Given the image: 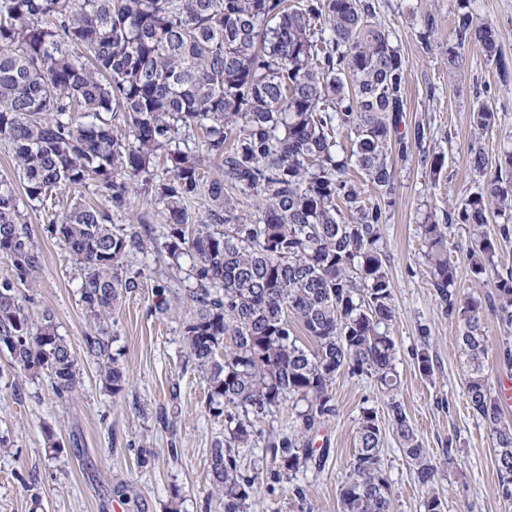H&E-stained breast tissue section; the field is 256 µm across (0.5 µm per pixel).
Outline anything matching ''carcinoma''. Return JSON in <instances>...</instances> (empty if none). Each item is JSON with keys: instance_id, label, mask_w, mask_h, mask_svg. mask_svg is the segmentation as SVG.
Returning <instances> with one entry per match:
<instances>
[{"instance_id": "obj_1", "label": "carcinoma", "mask_w": 512, "mask_h": 512, "mask_svg": "<svg viewBox=\"0 0 512 512\" xmlns=\"http://www.w3.org/2000/svg\"><path fill=\"white\" fill-rule=\"evenodd\" d=\"M372 0H0V145L11 151L27 202L49 212L45 231L69 248L81 272L89 316L118 313L139 286L124 261L152 248L180 267L191 256L193 307L182 322L186 363L208 387V410L224 421L210 453V481L224 512H250L256 484L274 490L319 467L324 453L307 434L336 414L333 383L373 379L389 422L423 490L422 512H444L438 466L422 448L399 397L389 256L382 236L392 206V152L423 149L425 125L407 121V62L391 33L372 21ZM448 70L462 71L456 47L475 45L504 82L512 63L494 24L469 4L454 19ZM328 38H323V34ZM486 102L473 125L495 127ZM350 137L349 145L339 141ZM163 160L167 176L154 169ZM431 180L445 156L424 152ZM355 169L381 201L367 204ZM94 186L97 205L66 191ZM157 205L133 217L154 234L119 228L132 195ZM258 202L257 214L240 207ZM204 201L203 214L189 205ZM469 229L465 262L480 279L500 242L512 238V150L497 158L486 188L419 225L427 273L446 315L456 319L469 404L495 441L499 487L512 498V425L486 369V311L512 332V271L495 273L489 307L461 293L448 258L447 225ZM0 347L23 373L45 376L60 397L80 384L78 361L51 313L35 321L21 288L40 255L19 209L16 185L0 176ZM178 293L160 285L150 310L166 314ZM413 352L433 376L429 331ZM112 394L128 380L100 334L86 337ZM287 399L304 404L296 438L267 440L266 467L250 473L241 449ZM378 412L363 408L357 448L338 490L340 512H390L392 485L381 460Z\"/></svg>"}]
</instances>
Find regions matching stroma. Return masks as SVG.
<instances>
[{"label":"stroma","mask_w":512,"mask_h":512,"mask_svg":"<svg viewBox=\"0 0 512 512\" xmlns=\"http://www.w3.org/2000/svg\"><path fill=\"white\" fill-rule=\"evenodd\" d=\"M375 20L394 36L407 61V118L429 124L425 149L443 154L446 166L431 181L419 159L393 158L396 203L382 226L390 255L395 318L391 325L401 381L400 396L424 448L439 468L436 493L444 512H512V499L498 492L492 434L469 405L459 328L443 313L425 273L419 226L428 208L445 212L466 194L483 188L486 179L469 166L471 147L488 160L512 147V80L502 81L481 50L463 54V79L448 71L457 0H374ZM478 19L493 23L499 47L512 59V0H470ZM436 20L429 42L419 32L425 18ZM499 114L496 127L476 130L470 111L480 92ZM24 220L40 253L41 265L24 304L31 318L51 312L57 332L77 357L81 384L66 399L57 398L46 377L11 368L0 351V512H224L208 476L211 448L224 435L222 421L207 409L205 382L186 367L180 329L190 315L183 301L175 313H151L153 291L165 285L189 287L191 258L169 268L158 253L131 257L127 265L140 272V286L122 302L109 334L120 354L129 384L112 396L100 381L96 363L86 354L92 322L80 299V271L66 245L44 231L48 214L22 206ZM468 229L448 230L451 259L460 263L462 291L481 301L494 293L491 279H474L463 266ZM430 331L434 356L432 377L420 374L412 353L421 328ZM337 412L313 433V447L325 448L324 467L308 468L296 477L306 495L294 499L287 486L270 491L258 486L256 512H339L338 489L356 448L355 432L362 408H375L383 421L381 445L392 484L390 512H420L423 498L399 440L384 414L373 380L342 374L333 386ZM61 451L49 452L50 442ZM149 452L141 464V452ZM454 465H447V455Z\"/></svg>","instance_id":"35a3bbf8"}]
</instances>
